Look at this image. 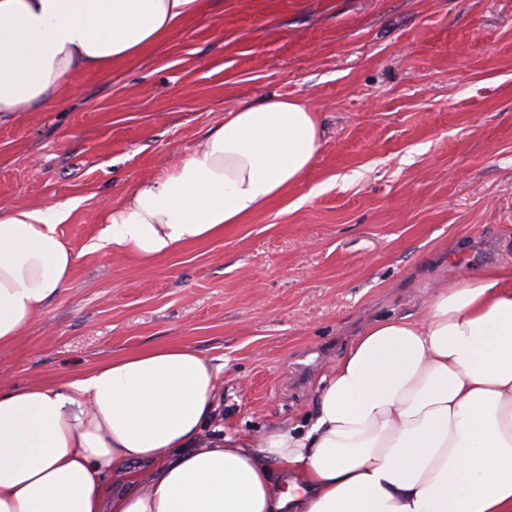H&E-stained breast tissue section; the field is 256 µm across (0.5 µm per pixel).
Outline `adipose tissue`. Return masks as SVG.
<instances>
[{"instance_id": "obj_1", "label": "adipose tissue", "mask_w": 512, "mask_h": 512, "mask_svg": "<svg viewBox=\"0 0 512 512\" xmlns=\"http://www.w3.org/2000/svg\"><path fill=\"white\" fill-rule=\"evenodd\" d=\"M209 0H0V117L58 101L161 43ZM310 105L242 102L105 205L98 244L143 267L223 235L300 184ZM69 207L0 208V347L67 288ZM221 370L173 344L45 385L0 387V512H512V265L368 325L309 424L221 435Z\"/></svg>"}]
</instances>
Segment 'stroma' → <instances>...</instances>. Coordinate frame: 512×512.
I'll use <instances>...</instances> for the list:
<instances>
[{
    "mask_svg": "<svg viewBox=\"0 0 512 512\" xmlns=\"http://www.w3.org/2000/svg\"><path fill=\"white\" fill-rule=\"evenodd\" d=\"M0 123V205L68 204L72 280L0 348V385L181 343L220 366L225 433L305 424L370 321L512 263V0H213L158 46ZM312 104L324 142L265 210L151 269L92 249L103 203L240 101Z\"/></svg>",
    "mask_w": 512,
    "mask_h": 512,
    "instance_id": "stroma-1",
    "label": "stroma"
}]
</instances>
